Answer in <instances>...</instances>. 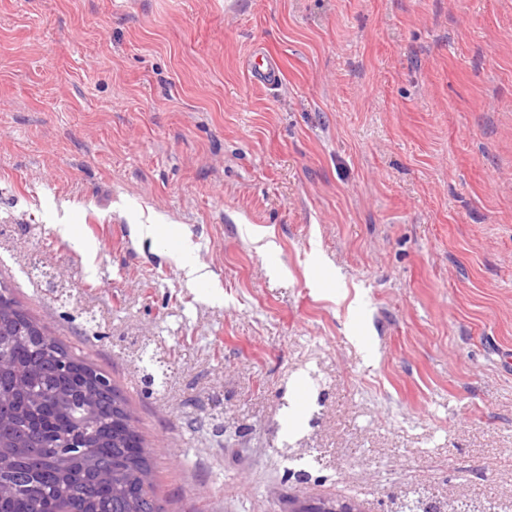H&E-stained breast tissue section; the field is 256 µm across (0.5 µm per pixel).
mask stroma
Here are the masks:
<instances>
[{"mask_svg": "<svg viewBox=\"0 0 512 512\" xmlns=\"http://www.w3.org/2000/svg\"><path fill=\"white\" fill-rule=\"evenodd\" d=\"M0 285L158 512L512 507V0H0ZM246 68L253 81L268 86L279 79V66L273 56L260 51L246 62ZM194 246L187 237L182 238L178 243V259L182 262L183 268L188 276L196 279H204L207 273L204 268L198 265L194 260Z\"/></svg>", "mask_w": 512, "mask_h": 512, "instance_id": "35a3bbf8", "label": "stroma"}]
</instances>
